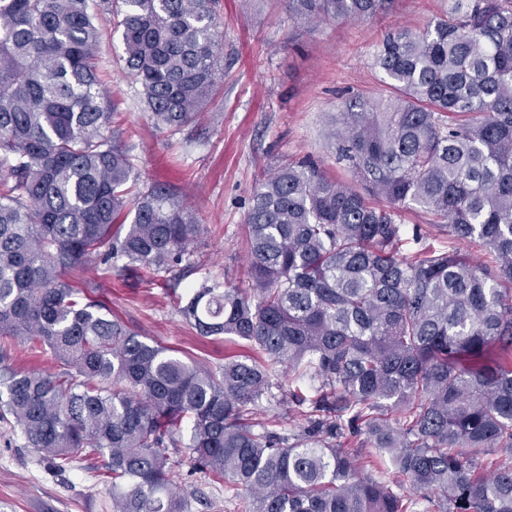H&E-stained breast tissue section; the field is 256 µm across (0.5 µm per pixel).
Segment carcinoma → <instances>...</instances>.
<instances>
[{
    "instance_id": "1",
    "label": "carcinoma",
    "mask_w": 512,
    "mask_h": 512,
    "mask_svg": "<svg viewBox=\"0 0 512 512\" xmlns=\"http://www.w3.org/2000/svg\"><path fill=\"white\" fill-rule=\"evenodd\" d=\"M385 2L288 7L327 24ZM448 2L385 36L387 101L345 105L351 177L263 172L247 285L177 299L200 336L263 355L214 370L141 339L69 272L98 256L168 269L199 232L171 187L133 192L96 15L121 29L145 109L172 132L219 87L215 0H0V343L53 363L0 367V420L57 473L102 459L112 512H185L184 463L246 490L241 512H512V0ZM404 208L485 259L407 234ZM281 369L290 437L253 418Z\"/></svg>"
}]
</instances>
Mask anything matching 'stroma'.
Here are the masks:
<instances>
[{"label":"stroma","instance_id":"1","mask_svg":"<svg viewBox=\"0 0 512 512\" xmlns=\"http://www.w3.org/2000/svg\"><path fill=\"white\" fill-rule=\"evenodd\" d=\"M447 10L448 0H390L375 17L314 27L286 0H219L221 85L195 121L174 134L154 127L122 60L121 32L109 16H99L101 77L138 184L173 186L200 231L171 270L91 261L73 272L76 287L95 288L114 317L177 355L214 368L254 355L247 341L199 336L178 313L174 296L245 281L241 226L262 171L308 159L329 177H347L331 133L345 102L366 106L387 98L373 58L390 25L421 28ZM181 489L189 512H238V498L201 474L187 472ZM110 505L95 461L76 458L57 474L28 448L18 426L0 421V512H111Z\"/></svg>","mask_w":512,"mask_h":512}]
</instances>
